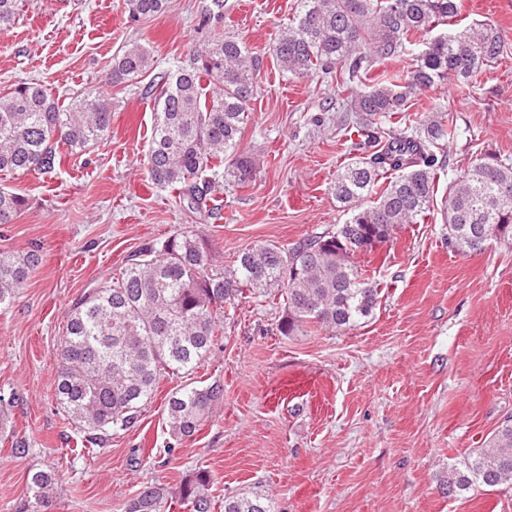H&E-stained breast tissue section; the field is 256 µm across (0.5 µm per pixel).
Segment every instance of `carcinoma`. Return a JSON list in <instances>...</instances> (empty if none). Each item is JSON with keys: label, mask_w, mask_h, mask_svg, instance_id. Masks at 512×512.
Returning <instances> with one entry per match:
<instances>
[{"label": "carcinoma", "mask_w": 512, "mask_h": 512, "mask_svg": "<svg viewBox=\"0 0 512 512\" xmlns=\"http://www.w3.org/2000/svg\"><path fill=\"white\" fill-rule=\"evenodd\" d=\"M135 21L161 13L165 0H125ZM458 0H295L292 16L268 54L281 73L294 78L336 74L347 93L340 111L356 112L374 149L340 168L332 194L350 217L336 231L285 249L263 244L237 255L234 268L210 273L206 242L180 232L156 248L131 256L116 280L82 294L69 310L59 352L55 394L59 405L89 439L133 425L168 374L189 372L205 360L223 334L218 314L248 296L278 291L284 307L278 330L306 336L318 329L345 330L370 316L380 283L354 262L391 240L403 224H416L437 194L438 157L452 129L442 110L419 122L406 117L408 100L444 81L469 85L502 52L487 24L460 26ZM20 0H0V31L15 24ZM403 73L380 66L413 50ZM154 48L124 45L112 56V87L145 82L142 95L157 109L147 167L158 185L176 192L190 210L208 208L210 180L204 174L232 158L235 178L245 183L252 163L239 153L256 93L260 56L242 38L220 34L172 75H152ZM113 102L99 88L62 106L44 85L21 82L0 93V170L52 172L62 162L59 144L84 151L111 133ZM399 116L401 128L386 141L371 134L377 121ZM392 177L380 183L383 175ZM26 207L18 193L0 189V224H11ZM448 244L480 252L512 237V166L476 160L448 190L443 204ZM40 255L0 253V305L13 302ZM223 395L217 383L185 386L166 404L175 441L200 432ZM512 480V419L489 444L448 470L443 493L461 496ZM55 474L27 476L28 512H44ZM211 475L200 469L177 493L187 512H212ZM167 485L142 488L125 512H164ZM224 512H272L258 494L224 497Z\"/></svg>", "instance_id": "cac0c4a2"}]
</instances>
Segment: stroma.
Wrapping results in <instances>:
<instances>
[{"label":"stroma","mask_w":512,"mask_h":512,"mask_svg":"<svg viewBox=\"0 0 512 512\" xmlns=\"http://www.w3.org/2000/svg\"><path fill=\"white\" fill-rule=\"evenodd\" d=\"M468 22L496 28L503 56L462 92L444 82L419 92L410 112L446 110L454 131L438 156L437 203L424 222L358 261L381 284L371 316L352 328L282 336L275 300L224 309V334L199 368L160 382L136 423L90 443L56 401L58 347L80 295L129 256L176 232L208 247L209 268L232 266L254 245L284 248L336 230L346 217L330 185L354 157L335 110L333 81L283 76L268 45L294 0H166L131 20L123 0H22L0 33V90L40 82L61 102L104 85L116 50L151 44L156 72L188 65L214 34L231 32L263 53L241 152L245 184L220 172L215 214L188 210L147 172L157 114L139 86L112 88L107 140L67 154L54 172L0 171V189L24 196L0 224V251H39L41 262L0 306V512H23L27 475L57 474L50 512H124L141 488L212 476L214 512L225 496H266L274 512H512V486L458 498L448 468L486 447L512 416V240L462 254L449 246L441 203L478 156L512 165V0H460ZM224 394L209 422L166 452V398L195 383Z\"/></svg>","instance_id":"obj_1"}]
</instances>
